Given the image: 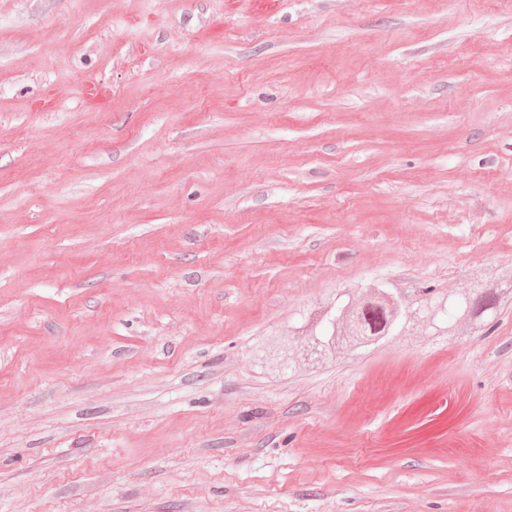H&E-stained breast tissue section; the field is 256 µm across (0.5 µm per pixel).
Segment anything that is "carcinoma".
Returning <instances> with one entry per match:
<instances>
[{"label": "carcinoma", "mask_w": 512, "mask_h": 512, "mask_svg": "<svg viewBox=\"0 0 512 512\" xmlns=\"http://www.w3.org/2000/svg\"><path fill=\"white\" fill-rule=\"evenodd\" d=\"M512 291V277L506 274L477 278L464 295L449 299L432 285L415 289L405 298L387 288L370 287L356 293L345 291L330 301L314 320L295 328L308 337L307 348L297 353L281 338L271 347H261L257 358L262 366L276 362L284 370L300 365L315 366L339 349L367 350L380 341L408 331L414 325L410 314L432 318V329L450 335L455 324L468 322L476 330L489 331L502 297Z\"/></svg>", "instance_id": "carcinoma-1"}]
</instances>
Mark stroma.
<instances>
[{
	"label": "stroma",
	"mask_w": 512,
	"mask_h": 512,
	"mask_svg": "<svg viewBox=\"0 0 512 512\" xmlns=\"http://www.w3.org/2000/svg\"><path fill=\"white\" fill-rule=\"evenodd\" d=\"M509 269L512 0H0V512H512V301L254 357ZM469 288L453 300L432 285L415 289L408 299L387 288L373 291L369 286L360 292L344 291L314 320L295 327V333L309 340L300 355L283 337L270 348L262 346L257 363L263 367L275 361L282 369L291 371L300 365H319L338 349L367 350L389 336L408 331L414 325L415 319L410 317L413 311H418L421 319L432 316L434 326L430 328L441 335H452L460 321L488 332L494 326L501 298L511 293L512 277L507 274L480 277ZM443 303L445 311L440 307Z\"/></svg>",
	"instance_id": "1"
}]
</instances>
